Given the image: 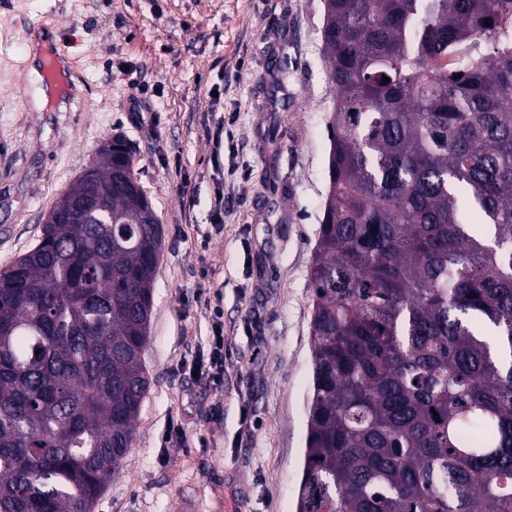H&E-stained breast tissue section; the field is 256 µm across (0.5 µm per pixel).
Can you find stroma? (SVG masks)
Instances as JSON below:
<instances>
[{
    "label": "stroma",
    "instance_id": "obj_1",
    "mask_svg": "<svg viewBox=\"0 0 512 512\" xmlns=\"http://www.w3.org/2000/svg\"><path fill=\"white\" fill-rule=\"evenodd\" d=\"M323 11V0H0V270L118 135L163 230L150 387L94 512H295L336 100ZM57 27L73 36L78 96L71 111L38 112V88H14L29 34ZM213 306L220 383L190 370L210 348Z\"/></svg>",
    "mask_w": 512,
    "mask_h": 512
}]
</instances>
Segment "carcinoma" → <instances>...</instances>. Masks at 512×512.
I'll return each mask as SVG.
<instances>
[{
    "label": "carcinoma",
    "instance_id": "1",
    "mask_svg": "<svg viewBox=\"0 0 512 512\" xmlns=\"http://www.w3.org/2000/svg\"><path fill=\"white\" fill-rule=\"evenodd\" d=\"M321 38L297 512H512V0H324ZM90 168L106 206L0 271V512H93L148 390L161 225L121 141Z\"/></svg>",
    "mask_w": 512,
    "mask_h": 512
}]
</instances>
